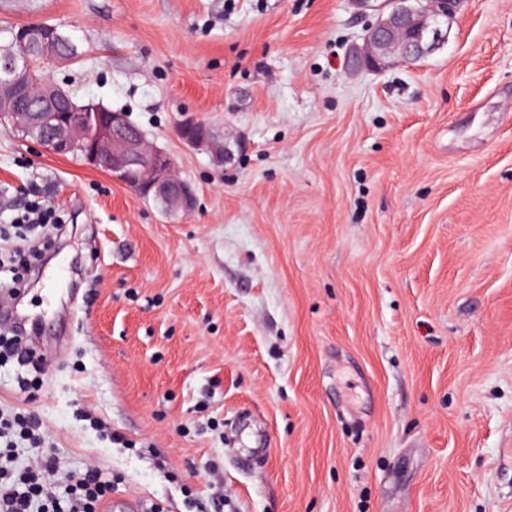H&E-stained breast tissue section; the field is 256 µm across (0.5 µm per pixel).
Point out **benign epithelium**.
Here are the masks:
<instances>
[{
    "label": "benign epithelium",
    "instance_id": "7a95c632",
    "mask_svg": "<svg viewBox=\"0 0 512 512\" xmlns=\"http://www.w3.org/2000/svg\"><path fill=\"white\" fill-rule=\"evenodd\" d=\"M382 2L356 0L358 7L378 12V18L365 31L362 44L349 52L351 70L413 64L433 53L444 42V24L455 17L462 0ZM31 38V31L23 29L14 43L0 46V118L47 152L78 154L136 192L154 196L170 213L190 210L192 188L178 176L169 155L154 148L126 113L99 105L60 111L67 93L46 76L32 79L28 55L16 51L15 44ZM201 128L200 120L187 119L179 125V135L186 144L200 146L205 143Z\"/></svg>",
    "mask_w": 512,
    "mask_h": 512
}]
</instances>
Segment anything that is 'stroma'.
Returning a JSON list of instances; mask_svg holds the SVG:
<instances>
[{"label": "stroma", "instance_id": "35a3bbf8", "mask_svg": "<svg viewBox=\"0 0 512 512\" xmlns=\"http://www.w3.org/2000/svg\"><path fill=\"white\" fill-rule=\"evenodd\" d=\"M373 20L0 0L1 25L59 26L80 55L46 75L127 112L195 194L169 214L0 125L10 246V202L63 219L0 411L34 414L63 472L99 466L146 512H512V0H462L419 62L350 70Z\"/></svg>", "mask_w": 512, "mask_h": 512}]
</instances>
